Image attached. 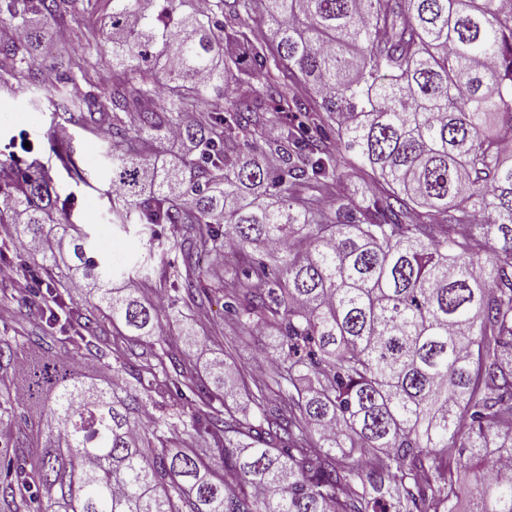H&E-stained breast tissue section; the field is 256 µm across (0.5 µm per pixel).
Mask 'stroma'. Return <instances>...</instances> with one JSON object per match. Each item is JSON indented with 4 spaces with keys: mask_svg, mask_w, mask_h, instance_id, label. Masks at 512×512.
<instances>
[{
    "mask_svg": "<svg viewBox=\"0 0 512 512\" xmlns=\"http://www.w3.org/2000/svg\"><path fill=\"white\" fill-rule=\"evenodd\" d=\"M85 0L62 4L53 15L32 14V22L47 30L64 26L70 29L72 41L61 46L47 41L38 51L39 85L32 86L14 78L0 76V158L18 157L23 168L48 173L60 195L69 197L75 223L82 225L94 239L98 249L109 258L114 272L113 286L139 289L150 301L172 303L168 272L182 268L187 234L184 227L162 224L154 230L137 224L113 223L112 205L107 197L111 171L106 159L109 149L104 131L116 120H128V113H74L66 121L52 122L51 113L59 98H86L111 88L113 82L112 44L102 35L104 21L112 11V0H97L94 9ZM83 57V70L67 71L68 58ZM71 155L88 174L87 183L74 182L62 161ZM156 254L149 272L138 267L148 254ZM224 272L209 271L198 279L206 320H193L194 342H186L178 314L161 320L152 341L165 350L173 364L191 361L197 374H204L210 361L220 357L245 378H253L264 359L260 353L265 334H242L224 318ZM44 286L34 284L31 293L14 295L9 285L0 283V334L10 337L42 336L48 345L61 347L58 330L46 323L42 307ZM74 307L86 315L96 316L84 295L73 296ZM97 318L94 345L102 349L97 359L98 371L107 377L116 358H131L139 368L152 363L150 353L131 343L121 324L105 317Z\"/></svg>",
    "mask_w": 512,
    "mask_h": 512,
    "instance_id": "35a3bbf8",
    "label": "stroma"
}]
</instances>
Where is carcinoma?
<instances>
[{
  "instance_id": "obj_1",
  "label": "carcinoma",
  "mask_w": 512,
  "mask_h": 512,
  "mask_svg": "<svg viewBox=\"0 0 512 512\" xmlns=\"http://www.w3.org/2000/svg\"><path fill=\"white\" fill-rule=\"evenodd\" d=\"M142 2L112 0L106 36L127 79L162 42L164 105L133 108L115 88L58 108L134 114V135L115 125L123 206L112 215L186 225L188 268L224 257L227 318L243 333L274 332L273 385L242 383L255 411L241 420L229 394L154 352L155 385L209 407L155 416L133 363L110 380L82 369L93 320L68 284L49 282L47 322L72 349L0 336V360L15 366L0 425L35 411L44 436L40 448L0 452V496L23 512H512V0H261L273 55L253 32L254 0L188 13L185 0ZM59 8L0 0L4 21L26 31L0 43V71L32 76L44 34L27 15ZM228 78L236 100L185 124ZM301 80L321 104L284 91ZM284 112L303 120L267 155L236 153L263 134L260 115ZM174 130L195 152L144 197L152 141ZM343 165L366 191L337 206ZM1 193L25 216L16 236L49 243L23 270L69 261L67 280L90 288L95 309L152 335L162 310L112 288V268L48 175L18 170ZM260 242L266 257L240 264L237 253ZM196 283L172 281L189 310ZM194 434L218 458L185 447ZM353 455L357 465L341 463Z\"/></svg>"
}]
</instances>
